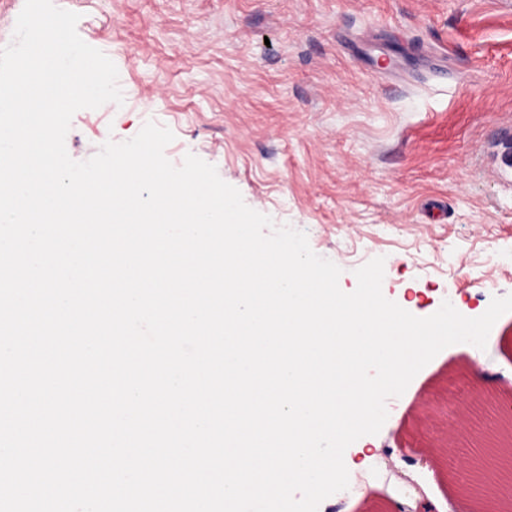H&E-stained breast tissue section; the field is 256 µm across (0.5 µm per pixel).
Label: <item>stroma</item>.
Segmentation results:
<instances>
[{"instance_id":"1","label":"stroma","mask_w":512,"mask_h":512,"mask_svg":"<svg viewBox=\"0 0 512 512\" xmlns=\"http://www.w3.org/2000/svg\"><path fill=\"white\" fill-rule=\"evenodd\" d=\"M53 2L79 14L124 96L74 114L72 159L153 121L175 135L171 163L195 154L250 208L305 232L343 291L381 256L386 295L419 316L447 301L475 318L512 294V0ZM487 346L443 349L388 399L381 481L318 512H414L422 499L448 512V476L468 456L427 459L477 420L451 383L475 370L484 396L512 391V312Z\"/></svg>"}]
</instances>
